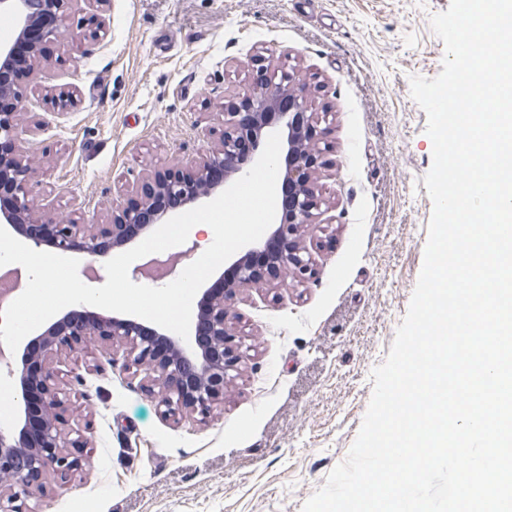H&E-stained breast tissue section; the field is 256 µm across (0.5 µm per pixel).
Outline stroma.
<instances>
[{"label": "stroma", "instance_id": "stroma-1", "mask_svg": "<svg viewBox=\"0 0 512 512\" xmlns=\"http://www.w3.org/2000/svg\"><path fill=\"white\" fill-rule=\"evenodd\" d=\"M450 0H108L93 49L62 39L25 98L40 197L74 224L176 159L204 153L224 97L249 88L257 56L307 85L324 136L309 282L242 292L247 358L207 419L168 415L144 375L113 370L119 343L55 362L69 426L93 465L46 478L36 512H302L343 462L416 287L433 202L427 115L410 79L436 78L445 47L431 17ZM75 88V107L43 96Z\"/></svg>", "mask_w": 512, "mask_h": 512}]
</instances>
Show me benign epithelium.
<instances>
[{
  "instance_id": "benign-epithelium-1",
  "label": "benign epithelium",
  "mask_w": 512,
  "mask_h": 512,
  "mask_svg": "<svg viewBox=\"0 0 512 512\" xmlns=\"http://www.w3.org/2000/svg\"><path fill=\"white\" fill-rule=\"evenodd\" d=\"M92 2L99 11L78 22L76 39L94 45L108 32L100 7L107 0H0V13L14 17L16 35L0 44V192L8 190L13 199L9 212L0 214V226L24 238L32 249L49 246L63 255L74 250L89 257L88 265H103L112 251L132 243L126 233L130 224L141 230H155L170 219L159 213L143 223L156 196L168 193L184 196V204L195 206L226 190L246 174L261 155L263 137L280 128L284 155L279 158L278 176L293 196V212L274 225L270 237L282 243L267 271L251 261L260 244L234 260L236 276L224 288V296L213 297L205 290L197 318L211 328L209 344L192 348L172 331L149 330L126 315H105L86 307L71 309L46 325L16 352L0 343V374L14 383L11 426L0 425V512H31L26 499L43 487L48 475L67 482L76 472L91 466L83 453L87 438L66 430V400L60 396L57 372L52 366L63 351L84 350L97 342H119L125 346L121 370H145L152 374L146 391L164 412L175 415L184 410L205 419L224 397L241 355L229 346L237 294L246 288H267L269 277H292L299 281L314 276L313 262L301 245L314 233L318 201L315 188L320 178L316 156V130L307 111L306 85L289 73L275 80L271 57L253 64L256 89L237 101L229 100L222 129L210 134L216 141L197 158L178 159L171 167L152 174L140 188L131 186L122 198L108 202L109 224H67L46 210L35 208L40 172L28 161L29 139L22 127L21 84L36 75V65L48 60L47 48L57 41L74 11ZM78 102L71 87L46 95L52 111H64ZM197 243L172 252L166 264L179 276L192 263Z\"/></svg>"
}]
</instances>
